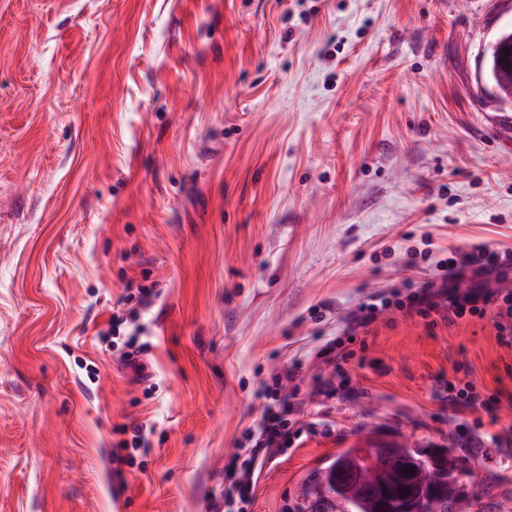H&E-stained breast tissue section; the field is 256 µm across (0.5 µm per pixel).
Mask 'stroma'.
I'll list each match as a JSON object with an SVG mask.
<instances>
[{"mask_svg": "<svg viewBox=\"0 0 512 512\" xmlns=\"http://www.w3.org/2000/svg\"><path fill=\"white\" fill-rule=\"evenodd\" d=\"M511 27L512 0H0V512H283L369 434L452 450L463 512H512V347L394 305L512 251V105L480 78ZM276 400L300 437L226 498ZM125 346L129 350L124 352L120 358L123 365L133 369L140 380H148L149 375L144 374L145 364L138 359V356L145 354L149 346L146 343L138 344V336H130ZM479 393L471 381L463 384L449 385L448 387V411L453 415H459L476 405Z\"/></svg>", "mask_w": 512, "mask_h": 512, "instance_id": "obj_1", "label": "stroma"}]
</instances>
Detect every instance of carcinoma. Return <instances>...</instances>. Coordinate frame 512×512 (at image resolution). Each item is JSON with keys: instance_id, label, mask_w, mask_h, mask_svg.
I'll list each match as a JSON object with an SVG mask.
<instances>
[{"instance_id": "obj_1", "label": "carcinoma", "mask_w": 512, "mask_h": 512, "mask_svg": "<svg viewBox=\"0 0 512 512\" xmlns=\"http://www.w3.org/2000/svg\"><path fill=\"white\" fill-rule=\"evenodd\" d=\"M486 79L495 88L498 98L512 103V74L496 64L495 43L485 47ZM433 453L422 448L370 439L364 448H345L326 462L313 468L302 480L291 512H381L378 498L359 483V473L371 463L383 482L405 489L403 498L392 505L391 512H429L424 484L429 473L428 460ZM416 461L414 470L406 468ZM436 473L443 479L445 495L440 499V512H454L461 501L458 459L450 454L435 463Z\"/></svg>"}]
</instances>
